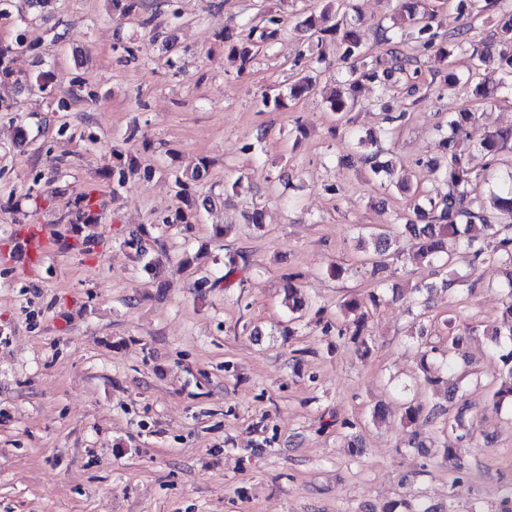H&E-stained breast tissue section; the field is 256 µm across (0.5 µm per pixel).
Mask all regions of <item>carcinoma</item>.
Returning a JSON list of instances; mask_svg holds the SVG:
<instances>
[{
    "label": "carcinoma",
    "instance_id": "obj_1",
    "mask_svg": "<svg viewBox=\"0 0 512 512\" xmlns=\"http://www.w3.org/2000/svg\"><path fill=\"white\" fill-rule=\"evenodd\" d=\"M421 0H399L394 12V24L407 27L411 30L412 39L424 49H434L446 56L451 49H461L465 46L462 39L464 33L451 42L447 48L437 42L438 34L434 31V15L420 9ZM484 11L496 26L495 51H482L477 54L478 64L475 74L464 78L450 71L444 77L443 89L450 94L463 90L468 95L488 102L497 100L498 94L503 90L512 92V7L506 5V0H483ZM112 12L121 17L137 15L145 9L144 0H110ZM349 0H325L319 14L306 16L299 24V31L308 43L310 51L319 48L323 36H339L338 49L341 64L342 80L340 84L345 88L343 92H336L326 99V109L333 121L338 125H348L351 122L350 112L353 109L355 93L365 82L378 83L388 86L396 83L403 76L418 74L414 67V58L404 51V42L394 36L388 35L387 29H379L381 40L391 44L390 50L382 57L369 58L364 53L359 31L347 20ZM279 19L275 16L267 18V25L262 31L257 28L249 29L247 36L232 45V51L238 54L241 68L252 59L253 48L260 43L273 39L278 32ZM25 47L23 36H18L13 44L0 43V91L11 86L17 91H38L48 96L57 94L53 85L52 73L42 70L34 76L21 77L10 66L11 56L19 49ZM448 120L450 133L439 140V147L444 153L442 162L432 163V168L438 178L446 182L448 190L443 195H423L419 190L412 189L411 184L401 183L400 191L410 197V218L404 224H393L388 228L371 233L374 252L384 254L389 248L391 236L404 233L412 255L418 262L443 274L439 286H427L425 290L431 292L436 288L450 291L459 285L460 279L448 277V267L452 266V256L446 248L449 238L460 236V226L479 223L491 230L492 243L486 244L474 236L464 241L468 249L479 264L498 265L505 270L506 294L499 309L498 320L491 328V340L494 353L498 354L502 363L500 377L493 384V397L501 404L512 402V181L501 191L493 195L486 202L475 193L476 185L486 179L484 174L471 171L464 159L463 134L469 123L475 120L473 112H452ZM512 142V130L497 131L489 135L480 143V148L491 159H496L499 152ZM358 147L363 149L360 161L368 167L375 177L382 173L391 172L392 164L382 162L379 157L383 153L379 141L375 137L358 139ZM112 170L105 176L112 178V194L116 195L125 189L130 178L143 172L148 176L150 169H140L134 157H125V152L112 150ZM208 169V163L199 159L191 169L182 171L176 177L179 191L176 194L177 203L173 210L160 218L161 224H197L199 223V208L196 199L189 191V184L200 180ZM98 214L92 205L89 192L76 195L74 219L62 225L61 230L49 238V242L63 249L71 247V234L81 224H95ZM123 246L134 251V258L145 261L144 268L151 273H157L160 260L148 258L147 247L143 238L130 237L123 242ZM248 269V264H239L237 258H228L224 264V275L215 280L212 287L224 285L231 288L235 284L239 273ZM290 281L285 289L287 307L290 314L289 321H295L303 316L308 307L306 298L291 285L294 276L290 273L284 275ZM343 321L336 327V334L347 342L355 345L362 354L371 351L367 323L369 312L364 301L353 296L341 305ZM464 340L448 329V350L443 351L436 347L430 352L422 354L420 367L425 374V382L431 387H439L444 383L439 371L432 368L428 362L429 353L439 354L441 363L449 370L455 369L454 360L462 352ZM469 405L461 404L456 413L449 414L447 407L436 403L430 409L408 405L401 413V419L409 423H431L442 420V430L451 432L464 428L465 413Z\"/></svg>",
    "mask_w": 512,
    "mask_h": 512
}]
</instances>
